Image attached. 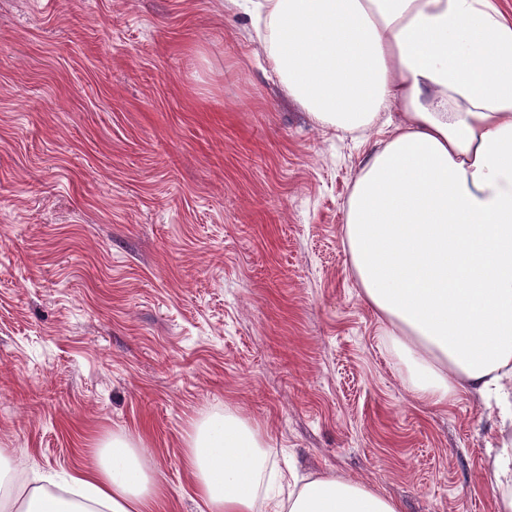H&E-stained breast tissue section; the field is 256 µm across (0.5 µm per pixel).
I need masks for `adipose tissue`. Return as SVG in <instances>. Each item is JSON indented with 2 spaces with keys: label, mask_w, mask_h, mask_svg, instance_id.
<instances>
[{
  "label": "adipose tissue",
  "mask_w": 512,
  "mask_h": 512,
  "mask_svg": "<svg viewBox=\"0 0 512 512\" xmlns=\"http://www.w3.org/2000/svg\"><path fill=\"white\" fill-rule=\"evenodd\" d=\"M266 61L320 128L400 119L344 203L348 261L413 396L463 393L512 412V22L496 0H249ZM206 512H401L333 476L270 493L261 426L233 409L196 420L183 451ZM496 512H512V448L489 461ZM142 440H100L91 464L16 485L0 450V512H154Z\"/></svg>",
  "instance_id": "adipose-tissue-1"
}]
</instances>
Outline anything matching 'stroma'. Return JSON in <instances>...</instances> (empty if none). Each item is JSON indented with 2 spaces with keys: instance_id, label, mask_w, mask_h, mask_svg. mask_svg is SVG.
<instances>
[{
  "instance_id": "obj_1",
  "label": "stroma",
  "mask_w": 512,
  "mask_h": 512,
  "mask_svg": "<svg viewBox=\"0 0 512 512\" xmlns=\"http://www.w3.org/2000/svg\"><path fill=\"white\" fill-rule=\"evenodd\" d=\"M288 101L230 0H0V448L19 482L142 439L160 512H201L193 421L231 407L282 467L402 512H494L507 432L417 403L362 300L343 204L372 143Z\"/></svg>"
}]
</instances>
